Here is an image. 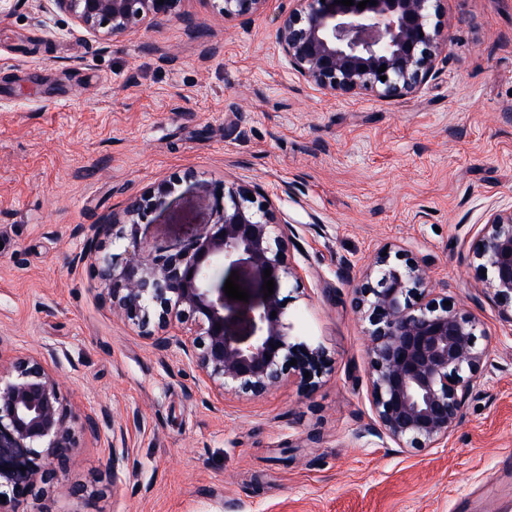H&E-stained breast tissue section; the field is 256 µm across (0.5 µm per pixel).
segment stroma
Returning <instances> with one entry per match:
<instances>
[{
    "label": "stroma",
    "mask_w": 512,
    "mask_h": 512,
    "mask_svg": "<svg viewBox=\"0 0 512 512\" xmlns=\"http://www.w3.org/2000/svg\"><path fill=\"white\" fill-rule=\"evenodd\" d=\"M288 7L228 20L180 0L101 40L50 0H0V357L55 352L78 443L8 512H512V319L469 252L488 212L512 208V0H444L448 49L399 101L298 76L276 50ZM203 179L244 185L287 223L300 278L285 320L332 359L313 390L293 377L212 407L195 368L105 300L84 255L112 248L97 225L167 185L139 236L176 244L211 219ZM386 247L427 264L487 349L438 448L366 433L351 288Z\"/></svg>",
    "instance_id": "obj_1"
}]
</instances>
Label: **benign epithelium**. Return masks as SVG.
<instances>
[{
    "label": "benign epithelium",
    "mask_w": 512,
    "mask_h": 512,
    "mask_svg": "<svg viewBox=\"0 0 512 512\" xmlns=\"http://www.w3.org/2000/svg\"><path fill=\"white\" fill-rule=\"evenodd\" d=\"M51 2L91 35L109 37L176 15L180 0ZM270 2L219 0V6L233 20L261 14ZM290 2L280 16L278 51L306 82L333 96L370 90L388 101L404 99L434 76L448 48V34L432 21L441 0H376L363 9L361 0L350 7ZM204 187L212 221L173 246L149 248L138 238V227L163 204L152 193L130 202L118 229L100 225L112 230V251L97 257L112 311L144 329L157 348L182 351L217 404L229 393L262 396L292 373L314 387L330 359L284 321L280 290L297 272L276 206L257 205L246 189L223 181ZM472 255L497 300L512 306V209L489 213ZM226 263L243 268L259 288L265 269L274 279V293L250 305L244 336L228 332L224 289L211 285L212 267ZM366 279L353 289V305L368 323L377 424L369 433L400 448H437L480 383L486 350L478 345L477 322L437 299L427 267L410 258L379 253ZM69 418L58 379L41 360H0V497H27L63 468L75 448Z\"/></svg>",
    "instance_id": "7a95c632"
}]
</instances>
